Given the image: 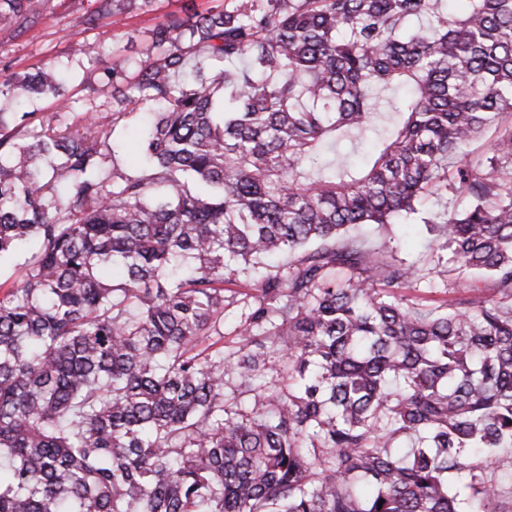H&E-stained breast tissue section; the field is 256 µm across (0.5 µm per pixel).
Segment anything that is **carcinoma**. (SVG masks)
Returning <instances> with one entry per match:
<instances>
[{
  "instance_id": "cac0c4a2",
  "label": "carcinoma",
  "mask_w": 512,
  "mask_h": 512,
  "mask_svg": "<svg viewBox=\"0 0 512 512\" xmlns=\"http://www.w3.org/2000/svg\"><path fill=\"white\" fill-rule=\"evenodd\" d=\"M221 0L102 69L0 84V512H499L512 448V0ZM156 0H95L119 31ZM40 13L0 0V32ZM24 100L55 112H12ZM154 119L139 172L102 168ZM494 138L478 155L466 147ZM376 136L368 160L326 156ZM420 218L471 275L438 305L365 224ZM250 281L242 294L228 286ZM490 283L486 297L477 286ZM248 299L224 357V303ZM272 354L285 379L259 390ZM239 381L226 399V379ZM147 113H134L128 116L113 134L112 157L107 159L106 165L118 172L133 174L140 161V143ZM501 459L503 462L498 470L501 496L498 504L503 511H510L512 510V481L509 478V472L512 469V454L504 453Z\"/></svg>"
}]
</instances>
